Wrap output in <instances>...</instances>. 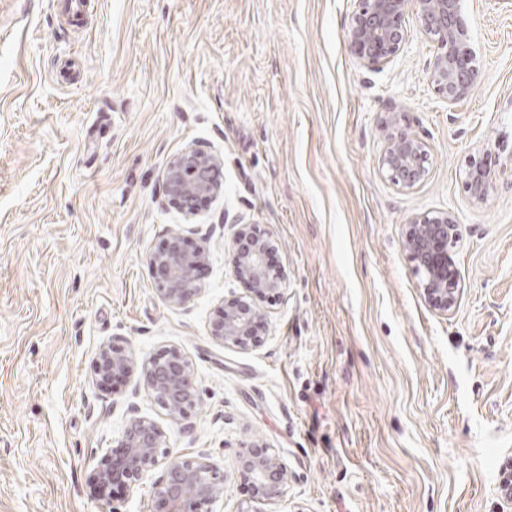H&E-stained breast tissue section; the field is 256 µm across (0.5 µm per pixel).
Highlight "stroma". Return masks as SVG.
Listing matches in <instances>:
<instances>
[{
    "label": "stroma",
    "instance_id": "obj_1",
    "mask_svg": "<svg viewBox=\"0 0 512 512\" xmlns=\"http://www.w3.org/2000/svg\"><path fill=\"white\" fill-rule=\"evenodd\" d=\"M354 0H0V512H156L163 466L135 486L92 474L127 409L169 458L209 462L224 497L198 512H512V0H464L480 79L448 104L436 46L406 15L390 64L362 66ZM400 120L427 146L407 189L380 166ZM223 191L187 216L166 189L186 147ZM497 179L484 203L474 164ZM453 212V311L432 307L402 247ZM271 237L285 284L259 342L211 324L249 294L222 216ZM206 242L200 294L167 304L149 258L174 230ZM114 346L181 349L200 400L172 421L139 378L96 381ZM260 442L288 472L256 501L238 467Z\"/></svg>",
    "mask_w": 512,
    "mask_h": 512
}]
</instances>
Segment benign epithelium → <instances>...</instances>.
Instances as JSON below:
<instances>
[{
  "mask_svg": "<svg viewBox=\"0 0 512 512\" xmlns=\"http://www.w3.org/2000/svg\"><path fill=\"white\" fill-rule=\"evenodd\" d=\"M413 13L422 33L433 40L437 51L429 62L430 75L437 91L455 104L468 96L479 78L474 64L472 36L464 19L463 0H355L352 23L346 33L351 53L366 66L390 63L406 44L404 18ZM425 143L401 129L385 134V148L380 165L395 182L405 188L418 184L426 174L422 164ZM221 161L198 148L188 147L170 161L166 174L168 193L177 198L185 212L194 214L193 200L215 197L222 188L212 173ZM496 174L476 168L469 185L477 202L488 198ZM236 230L227 248L233 252L235 273L248 278L259 292L283 288V276L266 263L265 239L249 251H241L247 225L232 223ZM461 236L456 216L445 213L436 218L422 216L407 225L403 247L423 273L422 288L430 304L451 311L457 302L458 271L450 250ZM184 236L175 233L150 256L157 291L170 305L184 307L201 291L196 269L208 258L207 248L200 244L189 250ZM259 313L248 303H233L222 311L213 324L211 334L221 344L248 349L256 344L251 332ZM98 382L108 384L111 377L130 379L142 376L143 385L174 420H181L195 407L198 393L190 364L182 352L173 348L141 364L131 354L110 346L102 348L93 365ZM116 456L104 454L93 473V480L104 487L112 482L136 484L149 469L166 458L165 433L151 419L131 415L121 434ZM240 470L252 478L254 498L262 502L281 499L288 487V473L269 449L254 444L238 455ZM164 505L163 512H197L203 502L224 498V475L209 462L207 451L200 450L198 459L173 461L166 465L165 477L156 491Z\"/></svg>",
  "mask_w": 512,
  "mask_h": 512,
  "instance_id": "benign-epithelium-1",
  "label": "benign epithelium"
}]
</instances>
